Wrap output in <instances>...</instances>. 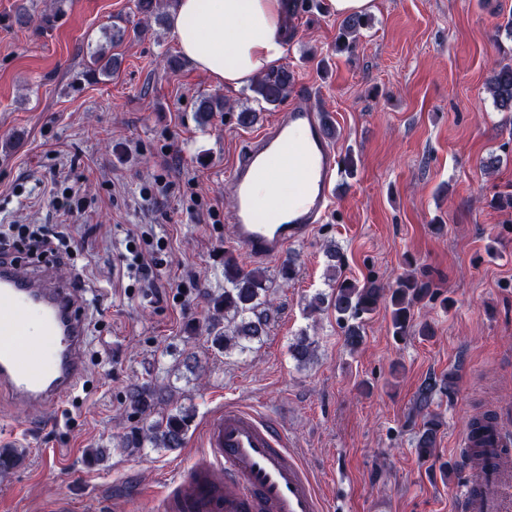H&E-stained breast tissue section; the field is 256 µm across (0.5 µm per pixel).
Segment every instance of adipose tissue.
<instances>
[{"label": "adipose tissue", "instance_id": "obj_1", "mask_svg": "<svg viewBox=\"0 0 512 512\" xmlns=\"http://www.w3.org/2000/svg\"><path fill=\"white\" fill-rule=\"evenodd\" d=\"M289 9L288 0H177L171 29L188 60L238 89L284 57Z\"/></svg>", "mask_w": 512, "mask_h": 512}]
</instances>
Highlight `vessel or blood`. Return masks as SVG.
Returning <instances> with one entry per match:
<instances>
[{
    "label": "vessel or blood",
    "instance_id": "obj_1",
    "mask_svg": "<svg viewBox=\"0 0 512 512\" xmlns=\"http://www.w3.org/2000/svg\"><path fill=\"white\" fill-rule=\"evenodd\" d=\"M307 136L290 152L292 134ZM281 162L279 176L299 174L300 195L280 222L261 221L252 202L255 177ZM340 174L337 151L306 95L252 137L233 165L234 204L226 220L233 240L255 260L280 259L324 223ZM82 301L52 268L0 265V395L14 409L51 412L84 375ZM39 331L42 343L29 340ZM201 453L175 471L160 497L161 512H324V502L288 438L269 416L232 402L206 418ZM478 447L475 474L459 491L461 512H512V430L489 425L480 438L463 432L461 449Z\"/></svg>",
    "mask_w": 512,
    "mask_h": 512
}]
</instances>
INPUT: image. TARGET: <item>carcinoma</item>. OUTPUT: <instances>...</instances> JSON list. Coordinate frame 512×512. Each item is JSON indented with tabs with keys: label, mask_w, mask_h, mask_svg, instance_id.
Listing matches in <instances>:
<instances>
[{
	"label": "carcinoma",
	"mask_w": 512,
	"mask_h": 512,
	"mask_svg": "<svg viewBox=\"0 0 512 512\" xmlns=\"http://www.w3.org/2000/svg\"><path fill=\"white\" fill-rule=\"evenodd\" d=\"M369 25L365 16H348L343 19L336 41V51H349L357 41L360 30ZM118 59L112 56L108 46H100L90 57L89 70L111 75L118 67ZM295 85L294 71L286 65L267 68L252 87L255 101L263 106H278L288 99ZM488 90L502 111L512 112V63L499 64L493 70ZM224 110V101L219 97L203 98L197 112L200 121L206 123L211 114ZM328 265L334 271V285L330 294L316 293L309 302L313 310L328 307L336 314V322L342 328L346 344L351 348L363 342V324L382 300L388 301L392 334L396 337L407 335L416 328L424 338L433 336L428 323L413 324V307L426 297L434 296L430 282L414 273H404L386 285L375 278L363 282L342 276L344 255L336 245L326 249ZM273 280L260 269L241 268L228 252L224 253V293L211 299L213 313L206 326L211 347L217 352L230 355H247L254 345L263 342L268 335L271 322L272 303L269 290ZM291 357L299 365L310 363L315 357V343L301 334L288 346ZM451 394L454 391L453 376L445 373L425 379L420 385L416 406L426 412L422 426L416 433L415 448L423 459L434 456L441 423L437 415L430 412L435 392ZM169 399L165 390L156 385L133 384L127 393L130 415L143 422L140 427L131 428L121 442V448L128 454L135 453L149 443L154 448L174 450L182 447L193 418V408L177 406L167 413H158L157 405ZM24 458L16 448H0V474L15 468Z\"/></svg>",
	"instance_id": "carcinoma-1"
}]
</instances>
